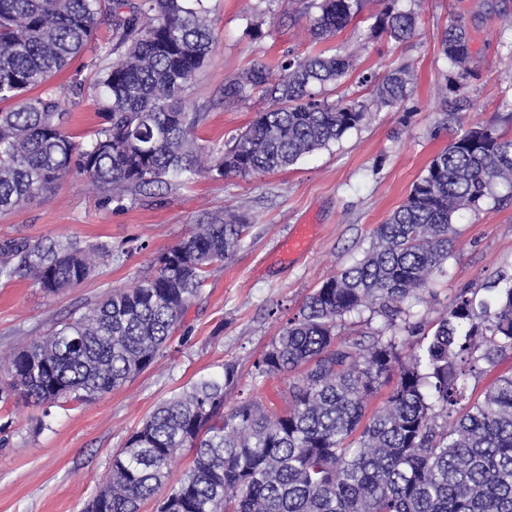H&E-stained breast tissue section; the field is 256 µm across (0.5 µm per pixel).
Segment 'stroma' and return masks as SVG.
I'll return each mask as SVG.
<instances>
[{
    "instance_id": "obj_1",
    "label": "stroma",
    "mask_w": 512,
    "mask_h": 512,
    "mask_svg": "<svg viewBox=\"0 0 512 512\" xmlns=\"http://www.w3.org/2000/svg\"><path fill=\"white\" fill-rule=\"evenodd\" d=\"M205 0L214 21L215 43L207 66L188 90V111L205 119L195 130L199 143L223 144L248 126L264 101L228 102L225 81L256 58L306 55L318 46L302 0ZM470 36L476 74L469 81V113L474 122L512 131V0H427L417 34L395 42L372 37L371 21L360 14L328 42L356 54L353 77L329 94L330 100L367 97L360 75L382 78L404 62L415 67L408 100L368 113L361 125L328 148L287 169L247 177L199 176L191 185H171L126 200L123 208L104 206L85 181L71 176L22 210L0 214V238L69 239L79 245L102 242L112 249L108 262L81 285L57 294L43 292L18 277L0 282V350L8 351L43 335L72 312L95 303L154 271L156 255L187 236L193 225L235 213L249 232L231 257L209 269L199 295L184 313L156 362L123 388L81 405L51 411L13 397L0 402V512H84L123 448L154 407L202 376H222L235 365L239 381L227 404L246 395L281 411L285 376L255 380L254 364L284 322L334 272L361 258L378 224L407 197L430 160L453 136L441 127L440 86L455 70L439 41L453 23ZM112 46V29L101 26L86 52L70 64L85 87L69 103L71 129L90 140L103 124L98 116L96 74L88 66ZM312 224L309 248L293 257L282 246L295 225ZM447 272L432 285L433 296L415 303L412 319L431 327L459 288L493 279L512 268V200L465 210Z\"/></svg>"
}]
</instances>
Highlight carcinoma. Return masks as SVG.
<instances>
[{
    "mask_svg": "<svg viewBox=\"0 0 512 512\" xmlns=\"http://www.w3.org/2000/svg\"><path fill=\"white\" fill-rule=\"evenodd\" d=\"M376 5L371 33L396 41L417 32L425 0L401 10ZM364 0H310L317 42L335 36ZM112 26V63L97 69L94 139L69 132L66 103L82 95L80 73L48 83ZM214 29L203 0H0V212L19 210L77 175L107 206L201 174L249 176L286 169L357 128L370 108L409 96V63L374 86L369 103L328 101L326 91L355 69L354 55L256 58L224 83V100L256 94L269 106L215 148L198 143L202 112L183 101L209 61ZM441 51L456 78L439 92L456 127L405 199L378 225L352 266L328 277L283 324L255 364V377L289 375L288 407L268 412L255 397L224 409L232 365L158 404L112 457L86 512H512V376L470 401L466 366L512 350V271L458 290L431 336L404 323L402 336L337 340L346 317L369 312L388 327L424 300L454 256L455 217L478 210L498 190L512 195V134L472 123L458 97L473 73L470 39L452 24ZM277 69L279 76L272 75ZM457 96L449 101L448 94ZM246 220L228 214L197 224L159 253L154 273L114 289L44 335L0 352V398L33 406L90 402L149 369L209 268L241 244ZM112 249L68 240H0V280L26 277L56 294L83 283ZM409 353L401 355L399 347ZM397 376L382 405L381 387ZM192 464L166 487L175 457Z\"/></svg>",
    "mask_w": 512,
    "mask_h": 512,
    "instance_id": "1",
    "label": "carcinoma"
}]
</instances>
